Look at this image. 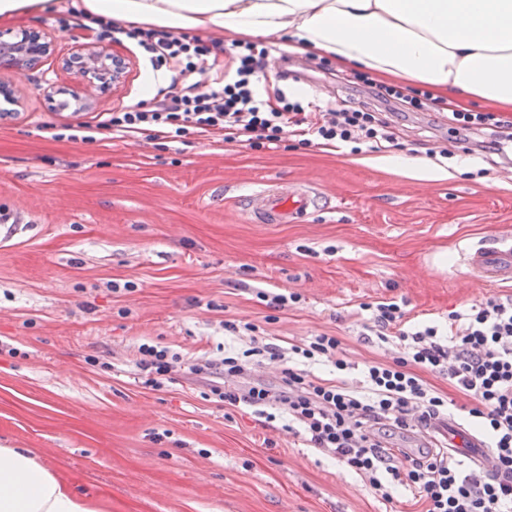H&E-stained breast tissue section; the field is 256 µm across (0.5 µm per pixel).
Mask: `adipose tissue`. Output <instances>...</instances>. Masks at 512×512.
Segmentation results:
<instances>
[{"label": "adipose tissue", "mask_w": 512, "mask_h": 512, "mask_svg": "<svg viewBox=\"0 0 512 512\" xmlns=\"http://www.w3.org/2000/svg\"><path fill=\"white\" fill-rule=\"evenodd\" d=\"M87 24L290 36L337 67L512 111V0H76ZM0 512H103L27 448L0 446Z\"/></svg>", "instance_id": "adipose-tissue-1"}]
</instances>
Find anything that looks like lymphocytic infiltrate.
Masks as SVG:
<instances>
[{
    "mask_svg": "<svg viewBox=\"0 0 512 512\" xmlns=\"http://www.w3.org/2000/svg\"><path fill=\"white\" fill-rule=\"evenodd\" d=\"M148 53L153 67L176 70L186 81L179 91L158 88L150 104L127 106L106 114L99 125L75 121L60 125L59 136L94 142L97 128L114 137L140 135L149 140L187 143L189 138L223 135L225 141L252 149L295 139L299 145L379 151L396 137L377 113L335 111L303 106L284 93L266 99L258 91L267 48L253 44L224 49L169 31L132 28L124 32ZM205 81H197V74ZM397 302L378 303L371 331L381 342H408L410 354L390 363L366 365V393L344 379H312L284 365L282 347L263 340L234 356L197 363L169 348L144 344L137 363L146 385L161 388L176 367L204 376L210 391L230 405L275 407L303 431L312 447L336 456L384 500L400 483L414 488L425 512H512V299H488L467 319L448 317L447 341L430 325L406 329ZM282 362L276 385L256 378L264 361ZM448 377L473 397L469 413L481 421L492 450L488 469L463 466L438 451H420L407 470L394 464L395 453L383 440L389 430L408 429L448 413V402L423 379V371Z\"/></svg>",
    "mask_w": 512,
    "mask_h": 512,
    "instance_id": "f902f5d3",
    "label": "lymphocytic infiltrate"
}]
</instances>
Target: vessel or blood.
Instances as JSON below:
<instances>
[{
    "label": "vessel or blood",
    "instance_id": "b4317fda",
    "mask_svg": "<svg viewBox=\"0 0 512 512\" xmlns=\"http://www.w3.org/2000/svg\"><path fill=\"white\" fill-rule=\"evenodd\" d=\"M259 224H297L319 210V199L312 188L283 182L260 184L246 200ZM468 272L488 283H512V235L502 233L471 247L463 256ZM432 431L447 435L457 448L473 449L474 460H481V440L451 425L431 423Z\"/></svg>",
    "mask_w": 512,
    "mask_h": 512
}]
</instances>
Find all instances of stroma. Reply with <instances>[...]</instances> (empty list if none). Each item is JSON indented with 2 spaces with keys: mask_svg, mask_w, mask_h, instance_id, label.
<instances>
[{
  "mask_svg": "<svg viewBox=\"0 0 512 512\" xmlns=\"http://www.w3.org/2000/svg\"><path fill=\"white\" fill-rule=\"evenodd\" d=\"M71 0L0 21V32L45 33L51 53L33 69L0 68L22 101L0 120V445L30 448L104 512H419L396 486L382 500L332 454L268 419L211 396L205 380L173 373L146 386L135 362L148 343L206 360L242 352L250 322L283 348L338 337L337 372L293 354L310 377L359 386L364 367L406 356L404 343L367 335L368 305L397 301L410 325L445 326L512 285L471 278L465 245L512 232V150L478 153L483 130L455 132L435 112L375 101L354 72L269 40L287 77L264 76L268 94L369 107L389 122L399 156L451 151L453 178L412 180L348 148L284 141L253 150L222 137L182 145L100 129L92 143L58 140L72 117L139 103L152 65L137 42L62 30ZM104 45L127 63L107 91L76 110V75L64 61ZM262 181L308 182L326 206L302 224L254 223L246 197ZM295 293L273 309L262 294Z\"/></svg>",
  "mask_w": 512,
  "mask_h": 512,
  "instance_id": "1",
  "label": "stroma"
}]
</instances>
